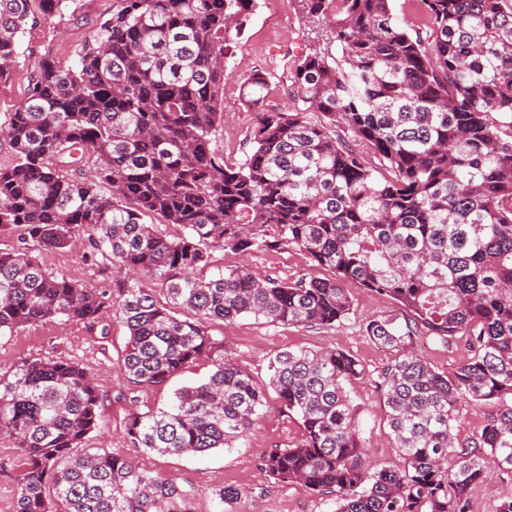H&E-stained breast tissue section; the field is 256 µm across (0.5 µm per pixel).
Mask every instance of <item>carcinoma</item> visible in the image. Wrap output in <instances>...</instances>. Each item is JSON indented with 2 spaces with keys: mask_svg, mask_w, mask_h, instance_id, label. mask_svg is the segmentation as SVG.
Listing matches in <instances>:
<instances>
[{
  "mask_svg": "<svg viewBox=\"0 0 512 512\" xmlns=\"http://www.w3.org/2000/svg\"><path fill=\"white\" fill-rule=\"evenodd\" d=\"M66 2L0 0V84L25 20H51ZM299 2L317 37L291 72L298 105L263 112L240 163L224 159L217 133L226 62L250 16L243 0H117L74 65L41 59L0 124L13 153L0 163V230L22 229L26 244L0 253V335L52 318L93 326L113 307L132 385L211 366L167 408L132 414V448H232L269 387L303 440L271 449L261 469L332 497L334 512H470L472 491L491 483L496 512H512V0H427L422 32L400 23L393 0ZM336 123L356 144L332 134ZM79 228L120 277L117 294L35 260L70 246ZM286 248L332 275L288 283L246 265L199 274L212 249ZM349 281L398 304L365 325L389 352L371 378L340 350L285 351L263 386L208 331L245 316L334 327L352 310ZM423 332L463 344L467 359L437 371L415 352ZM366 378L401 468L367 462L346 391ZM103 405L94 376L71 360L27 359L0 375V440L23 459L14 512H195L191 491L126 456L74 454ZM483 405L498 411L459 439L464 411Z\"/></svg>",
  "mask_w": 512,
  "mask_h": 512,
  "instance_id": "1",
  "label": "carcinoma"
}]
</instances>
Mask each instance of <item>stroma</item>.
Wrapping results in <instances>:
<instances>
[{
    "label": "stroma",
    "instance_id": "1",
    "mask_svg": "<svg viewBox=\"0 0 512 512\" xmlns=\"http://www.w3.org/2000/svg\"><path fill=\"white\" fill-rule=\"evenodd\" d=\"M114 5L115 0H69L63 17L24 23L13 77L8 84L0 85L1 123L26 98L42 55L49 52L60 65H73L82 36L91 34L101 20L111 16ZM314 37L298 0H256L240 44L227 60L230 76L224 83V129L219 144L229 162L244 160L261 112L287 102L291 90L289 69L294 60L308 53ZM257 78L264 81L258 96L251 89ZM36 257L48 271L65 274L79 283L100 290L117 286L115 275L93 265L87 230L77 232L71 247L43 249L37 251ZM244 263L257 273L286 282L328 275L327 269L316 266L304 253L292 248L247 256L215 250L210 257L214 268ZM347 288L352 311L332 328L272 325L244 317L211 322L209 332L222 340L229 356L259 382L266 381L271 358L298 349H338L355 357L373 373L386 363L388 354L365 336L363 324L395 314L398 307L392 298L378 295L359 283H348ZM126 342V329L112 308L103 310L95 327L61 318L46 320L0 337V373L8 372L18 361L51 356L86 366L107 394L100 429L92 433L87 447H103L124 455L141 469L161 473L192 490L196 512H215V493L227 486L243 492L235 512H333L329 498L315 495L299 483H275L260 472L261 460L270 448H291L302 440L299 423L280 412L277 395L272 391L267 394L259 418L234 447L194 456H161L129 447L124 429L131 414L164 407L174 389L203 378L209 367L197 365L163 385L135 388V397L129 400L120 394ZM347 390L359 409L362 436L371 460L387 467H402L404 460L392 446L380 394L367 380L348 384Z\"/></svg>",
    "mask_w": 512,
    "mask_h": 512
}]
</instances>
